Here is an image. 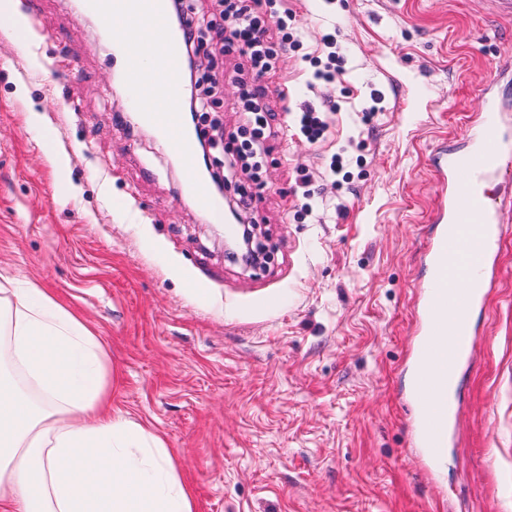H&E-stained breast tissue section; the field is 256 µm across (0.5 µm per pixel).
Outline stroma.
<instances>
[{
    "label": "stroma",
    "instance_id": "35a3bbf8",
    "mask_svg": "<svg viewBox=\"0 0 512 512\" xmlns=\"http://www.w3.org/2000/svg\"><path fill=\"white\" fill-rule=\"evenodd\" d=\"M30 2L33 25L0 16V274L99 336L113 409L163 439L195 512H512V222L438 459L413 447L408 409L428 157L512 62V16L492 0H288L301 45L280 52L264 100L336 110L321 143L290 127L268 141L252 217L269 259L254 270L225 256L154 133L115 124L124 90L100 22L75 0ZM326 33L344 75L313 92L302 57ZM61 61L76 83L52 79ZM237 64L225 56L215 94L219 163L240 143ZM301 166L308 215L286 211Z\"/></svg>",
    "mask_w": 512,
    "mask_h": 512
}]
</instances>
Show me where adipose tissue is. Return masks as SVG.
<instances>
[{
	"label": "adipose tissue",
	"instance_id": "obj_1",
	"mask_svg": "<svg viewBox=\"0 0 512 512\" xmlns=\"http://www.w3.org/2000/svg\"><path fill=\"white\" fill-rule=\"evenodd\" d=\"M106 373L71 309L0 279V512H195L163 441L113 412Z\"/></svg>",
	"mask_w": 512,
	"mask_h": 512
}]
</instances>
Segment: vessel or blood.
Masks as SVG:
<instances>
[{"instance_id": "obj_1", "label": "vessel or blood", "mask_w": 512, "mask_h": 512, "mask_svg": "<svg viewBox=\"0 0 512 512\" xmlns=\"http://www.w3.org/2000/svg\"><path fill=\"white\" fill-rule=\"evenodd\" d=\"M81 7L104 25L101 51L119 64L131 123L157 134L182 167L184 193L207 216L224 222L223 199L203 186L197 132L176 107L185 39L168 20V0H81ZM117 14L149 20L151 28L114 27ZM155 40L166 46L157 69L142 55L143 47ZM507 77H512L508 63L483 88V107L463 139L441 144L428 157L437 196L429 219L433 229L422 254V341L409 406L418 420L415 442L432 457L445 447L457 417L452 390L470 360L472 316L483 309L494 285L504 214L512 211V195L501 193L503 183L512 181V140L505 132L498 90L499 80Z\"/></svg>"}]
</instances>
